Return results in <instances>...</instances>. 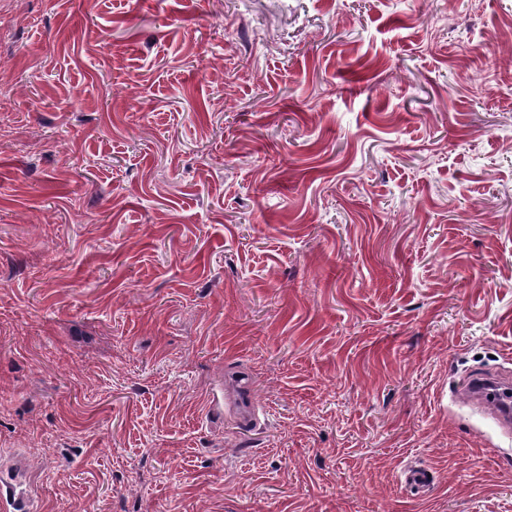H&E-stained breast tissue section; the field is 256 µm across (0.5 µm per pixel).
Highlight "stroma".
<instances>
[{"label": "stroma", "mask_w": 512, "mask_h": 512, "mask_svg": "<svg viewBox=\"0 0 512 512\" xmlns=\"http://www.w3.org/2000/svg\"><path fill=\"white\" fill-rule=\"evenodd\" d=\"M1 80L36 512H512V0H27ZM492 377L487 373L469 376L458 387L457 398L462 402L481 405L489 411L498 425L510 434L512 424L511 383L509 382L505 389L496 391V396H491L489 395L491 391L486 392L485 389L488 388L489 379ZM239 378V390L233 400V406L239 415L240 424L243 427H249L256 423V410L251 401L249 378L243 376ZM404 485L415 493H425L430 487L428 471L418 466H407L403 472Z\"/></svg>", "instance_id": "1"}]
</instances>
